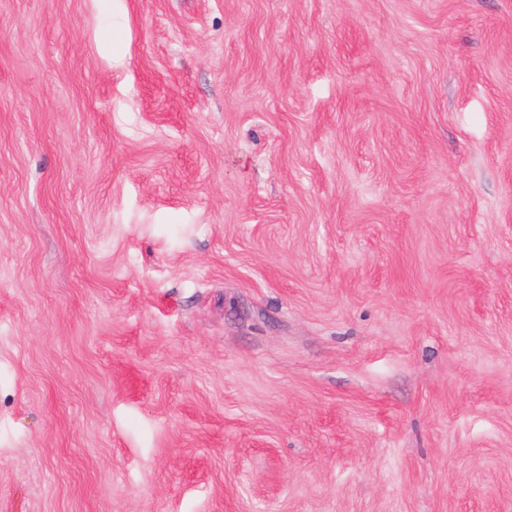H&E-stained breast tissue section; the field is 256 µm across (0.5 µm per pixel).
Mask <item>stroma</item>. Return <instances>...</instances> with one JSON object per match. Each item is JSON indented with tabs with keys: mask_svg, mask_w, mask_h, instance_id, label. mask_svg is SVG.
<instances>
[{
	"mask_svg": "<svg viewBox=\"0 0 512 512\" xmlns=\"http://www.w3.org/2000/svg\"><path fill=\"white\" fill-rule=\"evenodd\" d=\"M0 512H512V0H0Z\"/></svg>",
	"mask_w": 512,
	"mask_h": 512,
	"instance_id": "stroma-1",
	"label": "stroma"
}]
</instances>
